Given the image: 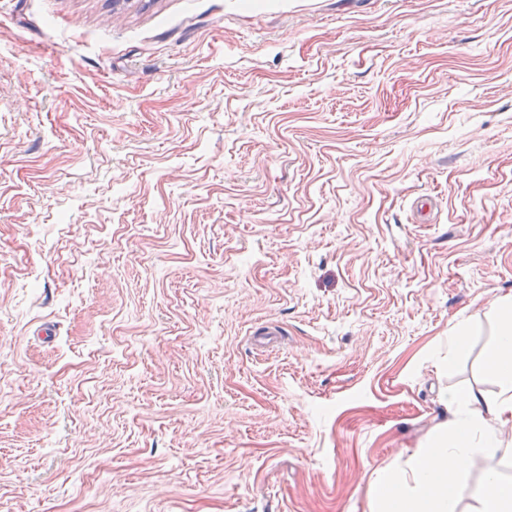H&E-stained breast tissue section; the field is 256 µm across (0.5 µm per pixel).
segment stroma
<instances>
[{"label": "stroma", "mask_w": 512, "mask_h": 512, "mask_svg": "<svg viewBox=\"0 0 512 512\" xmlns=\"http://www.w3.org/2000/svg\"><path fill=\"white\" fill-rule=\"evenodd\" d=\"M507 295L512 0H0V512H369Z\"/></svg>", "instance_id": "obj_1"}]
</instances>
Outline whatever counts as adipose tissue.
Instances as JSON below:
<instances>
[{
	"label": "adipose tissue",
	"mask_w": 512,
	"mask_h": 512,
	"mask_svg": "<svg viewBox=\"0 0 512 512\" xmlns=\"http://www.w3.org/2000/svg\"><path fill=\"white\" fill-rule=\"evenodd\" d=\"M495 318L497 339L484 367L498 382L497 394L449 391L455 420L447 438L420 449L406 467L377 472L370 489L376 512H461L475 456L512 466V437L502 431L512 422V296L500 300ZM475 512H512V479L489 470Z\"/></svg>",
	"instance_id": "obj_1"
}]
</instances>
